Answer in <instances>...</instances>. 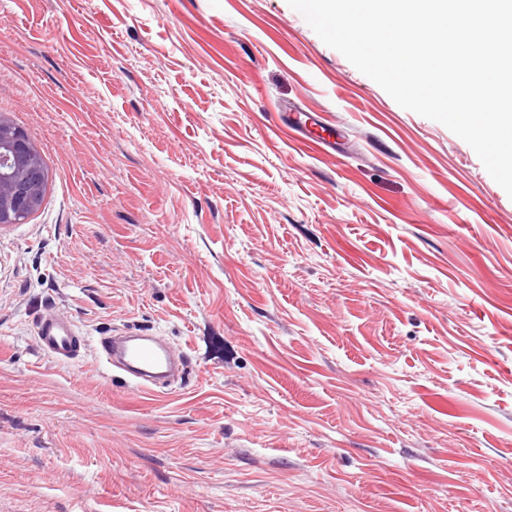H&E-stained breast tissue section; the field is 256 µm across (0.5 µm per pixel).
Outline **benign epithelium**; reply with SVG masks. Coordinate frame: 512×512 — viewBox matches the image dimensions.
Instances as JSON below:
<instances>
[{
  "mask_svg": "<svg viewBox=\"0 0 512 512\" xmlns=\"http://www.w3.org/2000/svg\"><path fill=\"white\" fill-rule=\"evenodd\" d=\"M47 172L28 136L0 117V224H20L40 205Z\"/></svg>",
  "mask_w": 512,
  "mask_h": 512,
  "instance_id": "benign-epithelium-1",
  "label": "benign epithelium"
}]
</instances>
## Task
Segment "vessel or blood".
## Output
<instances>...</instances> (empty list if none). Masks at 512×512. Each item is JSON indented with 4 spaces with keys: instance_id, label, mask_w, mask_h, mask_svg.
Listing matches in <instances>:
<instances>
[{
    "instance_id": "obj_1",
    "label": "vessel or blood",
    "mask_w": 512,
    "mask_h": 512,
    "mask_svg": "<svg viewBox=\"0 0 512 512\" xmlns=\"http://www.w3.org/2000/svg\"><path fill=\"white\" fill-rule=\"evenodd\" d=\"M37 339L41 350L60 362L73 360L82 349L94 346L106 370H122L127 384L144 393H157L160 380L173 374L169 348L152 336H103L93 343L80 335L73 320L47 316L37 326Z\"/></svg>"
}]
</instances>
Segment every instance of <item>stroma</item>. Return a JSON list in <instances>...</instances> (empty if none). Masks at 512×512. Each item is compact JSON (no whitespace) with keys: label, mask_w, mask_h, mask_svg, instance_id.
<instances>
[{"label":"stroma","mask_w":512,"mask_h":512,"mask_svg":"<svg viewBox=\"0 0 512 512\" xmlns=\"http://www.w3.org/2000/svg\"><path fill=\"white\" fill-rule=\"evenodd\" d=\"M0 116L49 173L0 224V512H512V198L287 0H0ZM41 350L60 362L78 357L90 344L88 336H81L77 324L68 318L46 316L37 326ZM95 351L108 372L122 370L127 384L140 392L159 393V381L174 373L173 355L153 336H101Z\"/></svg>","instance_id":"stroma-1"}]
</instances>
